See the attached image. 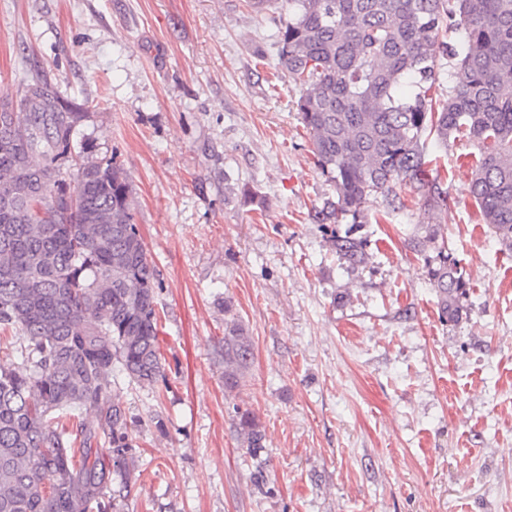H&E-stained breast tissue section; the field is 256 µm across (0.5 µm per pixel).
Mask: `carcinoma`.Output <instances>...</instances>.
<instances>
[{"label":"carcinoma","instance_id":"cac0c4a2","mask_svg":"<svg viewBox=\"0 0 512 512\" xmlns=\"http://www.w3.org/2000/svg\"><path fill=\"white\" fill-rule=\"evenodd\" d=\"M288 3L278 66L306 86L297 110L336 188L312 220L334 225L329 242L346 270L369 260L359 233L368 195L401 209L403 187L430 211L448 207L431 138L465 137L479 149L472 196L512 249V0ZM444 60L453 81L437 103ZM407 83L413 90L401 92ZM23 106L22 124L0 110V333L19 335L0 359V512H124L135 459L120 384L151 387L163 376L157 271L116 162L82 161L73 185L61 177L80 114L38 81ZM408 247L441 320L460 322L469 280L441 225H418ZM219 347L231 394L253 344L227 307ZM233 427L240 449L258 456L266 434L255 414L236 410Z\"/></svg>","mask_w":512,"mask_h":512}]
</instances>
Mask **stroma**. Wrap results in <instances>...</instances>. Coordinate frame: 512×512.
I'll return each mask as SVG.
<instances>
[{
    "label": "stroma",
    "mask_w": 512,
    "mask_h": 512,
    "mask_svg": "<svg viewBox=\"0 0 512 512\" xmlns=\"http://www.w3.org/2000/svg\"><path fill=\"white\" fill-rule=\"evenodd\" d=\"M288 0H0V104L31 80L81 113L72 146L114 159L157 270L164 378L123 386L137 468L124 512H512V251L471 195L467 139L428 141L448 207L368 197L367 267L310 218L318 169L277 68ZM252 197H244L243 187ZM441 225L469 282L443 323L417 225ZM232 309L253 341L224 392ZM266 431L250 458L233 428ZM263 482H256L255 473ZM233 427L237 442L244 454L250 457H257L258 453L265 447V431L257 420L255 414L249 410L235 411Z\"/></svg>",
    "instance_id": "obj_1"
}]
</instances>
